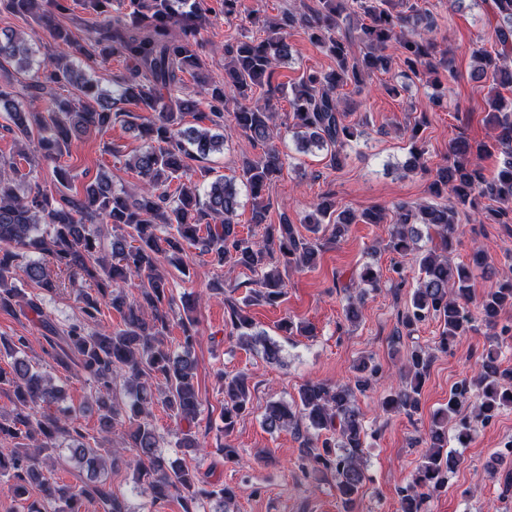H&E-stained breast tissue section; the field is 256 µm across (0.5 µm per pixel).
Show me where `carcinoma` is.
Returning a JSON list of instances; mask_svg holds the SVG:
<instances>
[{
  "label": "carcinoma",
  "mask_w": 512,
  "mask_h": 512,
  "mask_svg": "<svg viewBox=\"0 0 512 512\" xmlns=\"http://www.w3.org/2000/svg\"><path fill=\"white\" fill-rule=\"evenodd\" d=\"M493 5L500 49L473 50L472 78L492 82L495 90L512 86V0H493ZM76 7L87 17L71 19L70 26L59 20L74 14ZM0 12L35 25L27 37L0 33V129L14 136L19 157L0 169V312L37 325L54 368L80 372L91 382L90 404L99 423V435L84 431L77 410L66 404L64 388L29 360V337L0 335V360L9 365L7 371L0 368V392L12 404L0 411V443L8 444L0 448V477L17 499L39 495L27 512H84L87 500L97 502L103 512H132L104 479L105 469L128 450L134 482L150 493V504L175 497L182 512H229L233 489L203 480L185 459L201 451L193 432L201 406L195 382L198 330L187 303L178 320L182 336L176 344L170 340L174 298L169 268L186 272L183 253L188 246L216 268L232 265L256 274L243 303L227 301L229 323L241 346L260 345L268 363H280L281 348L255 330L247 307L278 304L285 295L283 272L315 265L322 226L338 238L358 219L366 224L385 220L382 207L357 218L337 210L336 201L324 195L308 216L309 237L298 234L286 219L267 223L270 190L287 157L274 143L281 131L271 98L281 91L272 83L278 65L292 57L288 30L302 29L334 60L331 69L305 72L291 84L292 122L286 130L298 151H323L335 169L345 165L347 148L364 136L367 126L365 118L348 120L345 87L361 88L376 72L391 71L397 59L403 81L385 86L396 96L408 80L440 70L453 73L454 58L437 50L429 12L410 0H316L315 6L285 12L275 21L262 23L256 17L253 23L261 24L263 37L224 45L222 82L205 72L201 32L208 17L197 0H0ZM39 28L55 44V52L41 61L31 43ZM390 46L394 58L385 54ZM79 57L118 58L126 73L112 82V89H102L75 65ZM186 75L200 86L209 111H198L197 100L178 94ZM26 78L32 99L57 87L67 95L51 94L43 111L24 108L16 100L15 84ZM128 105L137 111L126 109ZM489 107L496 130L492 140L453 143L448 161L436 170L430 191L446 203L398 205L390 232L391 250L402 256L417 253L420 266L410 303L399 316L402 326L411 332L420 323L440 321L436 348L446 351L458 337L475 330L479 319L489 330L490 342L472 381L457 386L446 407L434 415L421 461L411 482L399 490L400 512H424L428 499L458 468L460 459L446 450L448 423H454L455 438L463 444L473 433V422L487 423L512 407V365H503L498 352V337L512 334V327L499 325L502 311L512 308V256H505L498 286L480 300L477 319L471 312V281L474 269H487L485 257L477 251L471 263L457 265L447 257L458 241L461 217L512 224V160L492 177L474 162L495 148L512 153V105L496 93ZM194 111L198 125H185L186 115ZM226 119L262 152L242 155L239 173L231 177L211 179L202 169V183L192 181V161L220 152L228 143V133L222 132ZM118 121L145 143L125 160L141 180L138 191L115 187L103 171L82 193L71 194L65 158L75 142ZM422 126L421 120L411 129L414 144L404 163L407 171L425 169L424 150L415 145ZM41 161L53 164L52 189L31 184ZM244 191L252 223L263 226L257 239L241 235L235 221ZM484 200L490 205L482 206ZM45 260L63 279L50 277ZM135 277L140 288L131 298L125 284ZM20 278L34 291L17 287ZM62 287L74 288L79 315L59 327L43 302ZM379 288V271L363 266L343 287L345 318L358 320L367 290ZM105 307L120 316L112 328L101 324ZM431 359L421 348L410 352L405 364L410 380L383 399L384 411L409 417L419 411ZM356 372L352 386L304 384L298 400L270 403L262 420L270 433L290 427L305 433L300 466L334 474L344 512H353L366 481L367 433L356 392L382 377L381 367L370 360L360 362ZM218 384L224 393L221 420L227 435L248 410L251 388L243 374H221ZM157 403L180 424V456L161 451L163 436L151 413ZM57 459L77 469L81 483L61 484L47 476L44 469Z\"/></svg>",
  "instance_id": "1"
}]
</instances>
